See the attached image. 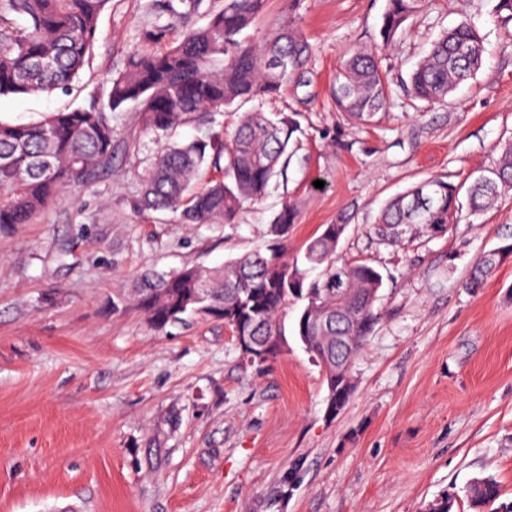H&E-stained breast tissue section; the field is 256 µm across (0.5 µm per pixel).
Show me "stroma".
<instances>
[{
  "mask_svg": "<svg viewBox=\"0 0 512 512\" xmlns=\"http://www.w3.org/2000/svg\"><path fill=\"white\" fill-rule=\"evenodd\" d=\"M496 3L427 0L386 43V0H267L250 35L288 26L311 55L262 109L300 129L286 176L232 224L140 210L163 140L130 109L113 112L111 169L0 231V512H430L448 497L452 512H478L469 488L483 478L500 490L490 512H512V258L479 291L463 286L476 256L512 233V188L403 247L373 230L396 194L433 176L472 182L512 144V23L497 21ZM463 20L484 38L482 67L446 102L413 100L414 64ZM183 32L159 0H110L77 88L1 97L0 118L87 104L133 52L163 51ZM365 48L391 78L369 125L332 101L342 60ZM237 120L210 112L167 139L224 137ZM286 204L289 256L343 223L338 256L384 276L355 392L334 416L324 372L294 334L299 304L286 345L259 368L223 321L191 314L158 329L130 298L141 273L218 267L267 245Z\"/></svg>",
  "mask_w": 512,
  "mask_h": 512,
  "instance_id": "obj_1",
  "label": "stroma"
}]
</instances>
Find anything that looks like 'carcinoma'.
<instances>
[{"label":"carcinoma","instance_id":"carcinoma-1","mask_svg":"<svg viewBox=\"0 0 512 512\" xmlns=\"http://www.w3.org/2000/svg\"><path fill=\"white\" fill-rule=\"evenodd\" d=\"M110 0H0V97L68 93L97 41L98 19ZM424 0H387L381 35L388 42L420 12ZM265 0H224L201 27L190 26L164 52L132 53L125 69L107 81L105 94L88 104L50 112L28 123L0 119V231L28 224L51 205L65 185L84 184L112 166V112L131 106L144 132L158 134L220 112L279 95L300 74L310 46L282 27L259 43L242 38L263 11ZM483 40L468 21L443 31L409 76L411 94L441 103L482 66ZM336 110L368 124L389 101V80L376 56L355 50L341 63L332 90ZM298 122L280 113H242L229 140L214 136L164 145L144 181L141 208L182 209L188 224L235 223L246 201L261 200L277 173H286L288 145ZM224 178L197 189L202 167ZM512 186V145L501 148L498 165L468 187L448 176L430 177L389 200L374 227L377 238L406 245L425 233L435 236L457 223L459 195L471 212L491 209ZM296 213L286 204L269 227L266 251L229 258L219 268L190 266L142 276L132 300L157 329L187 312L206 310L224 326L255 336L265 348L261 363L277 357L286 341L282 318L292 300L303 302L295 332L317 356L323 345L314 306L333 318L330 335L345 344L330 355L352 368L377 320L375 302L382 274L366 260L349 261L336 250L346 225L328 224L309 240L302 258H284V242ZM512 257V235L477 257L469 287L480 288L502 261ZM207 292L195 297V289ZM351 378H326L328 399L338 409L349 402ZM499 495L495 482L471 489L472 501L488 505Z\"/></svg>","mask_w":512,"mask_h":512}]
</instances>
